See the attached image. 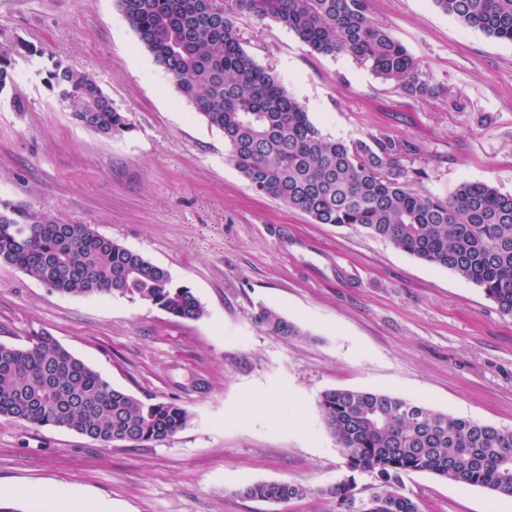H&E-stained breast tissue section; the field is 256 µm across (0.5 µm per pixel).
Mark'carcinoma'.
<instances>
[{"label": "carcinoma", "instance_id": "obj_1", "mask_svg": "<svg viewBox=\"0 0 512 512\" xmlns=\"http://www.w3.org/2000/svg\"><path fill=\"white\" fill-rule=\"evenodd\" d=\"M139 41L207 125L224 135L229 157L257 193L308 215L315 224L359 227L481 288L512 316V194L464 181L446 197L411 187L422 170L403 163L419 148L383 134L344 141L311 120L277 76L241 46L238 19H271L314 52L351 55L378 78L424 98L429 82L407 48L368 17V0H118ZM446 14L495 39L512 42V0H435ZM14 55L45 50L17 41L0 51V94L15 86ZM46 83L83 126L120 135L129 120L112 107L91 74L61 62ZM12 266L62 295L112 294L139 299L182 319L204 309L191 289L90 224H67L28 205L0 200V265ZM254 322L271 335L302 329L259 305ZM322 420L352 476L328 490L339 512H420L399 491L402 476L430 472L460 486L512 496V429L435 411L380 390L330 389ZM0 417L28 429L68 428L110 447L163 442L185 428L175 401H142L113 387L48 332L24 346L0 342ZM355 472L382 484L359 497ZM310 490L256 482L239 494L288 503Z\"/></svg>", "mask_w": 512, "mask_h": 512}]
</instances>
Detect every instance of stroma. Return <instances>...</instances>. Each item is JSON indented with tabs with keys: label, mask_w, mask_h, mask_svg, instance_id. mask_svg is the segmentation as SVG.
<instances>
[{
	"label": "stroma",
	"mask_w": 512,
	"mask_h": 512,
	"mask_svg": "<svg viewBox=\"0 0 512 512\" xmlns=\"http://www.w3.org/2000/svg\"><path fill=\"white\" fill-rule=\"evenodd\" d=\"M368 3L433 95L409 96L351 56L314 53L268 19L240 18V41L323 133L416 143V191L444 197L467 180L512 193V42L434 0ZM19 40L47 56L13 61L25 111L0 97V200L92 225L191 288L204 314L61 295L0 265V342L50 333L112 386L190 414L173 438L143 448L0 418V489L41 490L13 499L18 512H81L88 501L107 512H337L328 490L348 469L321 418L329 389L381 390L512 428V317L449 270L257 194L117 0H0V48ZM52 57L94 75L130 130L110 137L76 121L45 81ZM261 304L303 336L268 335L253 319ZM254 482L310 494L282 504L240 496ZM402 492L422 512H512L507 496L429 472L404 476Z\"/></svg>",
	"instance_id": "1"
}]
</instances>
